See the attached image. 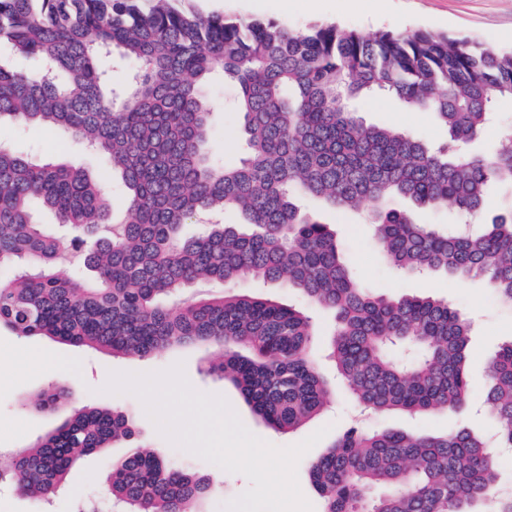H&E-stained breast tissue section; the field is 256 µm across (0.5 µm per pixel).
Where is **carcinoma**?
I'll return each mask as SVG.
<instances>
[{
  "mask_svg": "<svg viewBox=\"0 0 512 512\" xmlns=\"http://www.w3.org/2000/svg\"><path fill=\"white\" fill-rule=\"evenodd\" d=\"M36 63L31 75L0 63V122L60 130L105 155L125 189L121 214L101 180L73 163L44 162L0 146V327L114 356L145 358L207 344L208 373L231 382L251 410L292 431L319 414L331 391L314 357L311 318L270 299L186 289L247 277L283 282L333 316L329 356L358 403L373 413H459L470 392L471 324L431 295H377L347 267L335 235L297 200L367 210L375 242L402 272L485 275L512 305V204L476 233L418 224L415 212H483L512 187V133L498 153L468 152L512 99V52L434 32L364 36L333 24L292 31L273 21H227L170 0H0V51ZM136 63L118 93L101 58ZM236 91L246 153L211 156L207 78ZM396 100L428 112L448 139L430 144L368 124L353 102ZM395 198L410 207L391 206ZM54 213L69 236L39 223ZM226 210L238 224L182 227ZM73 249L85 268L56 266ZM491 443L465 428L442 435L351 429L310 465L323 512H512L494 449L512 448V342L489 365ZM63 387L24 406L52 415ZM135 416L81 405L30 445L9 449L8 479L34 501L53 498L84 456L129 444L105 476V501L124 512H197L210 477L133 445Z\"/></svg>",
  "mask_w": 512,
  "mask_h": 512,
  "instance_id": "obj_1",
  "label": "carcinoma"
}]
</instances>
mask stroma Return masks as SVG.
<instances>
[{"label": "stroma", "instance_id": "obj_1", "mask_svg": "<svg viewBox=\"0 0 512 512\" xmlns=\"http://www.w3.org/2000/svg\"><path fill=\"white\" fill-rule=\"evenodd\" d=\"M221 16L227 19H274L286 27L304 31L315 25L334 24L345 29L368 34L389 31L409 35L417 31L443 33L451 37L471 36L499 51H512V0H224ZM234 92L225 85L222 75H214L209 84L212 138L208 149L216 158L234 163L245 148L241 134V118L231 107ZM359 108L368 123L398 126L426 141L446 139L448 132L433 115L426 112H404L392 108L384 97L360 103ZM15 152L45 160H67L84 168L91 176L105 180L115 209L124 205V190L118 177L113 176L107 158L84 152L78 143L59 131L42 127H24L10 122L0 124V144ZM301 205L316 213L335 233L347 260L350 272L364 287L376 293L430 294L442 298L459 309L471 322L468 375L472 384L469 406L459 415L438 414L412 417L388 412L366 417L333 364L320 359V371L334 396L321 414L293 431H279L266 425L243 402L239 392L223 379L204 370V349L183 348L162 353L157 357L131 359L114 357L88 348H78L47 338H20L8 328L0 327V468H7V452L33 442L51 426L49 417L25 409L21 401L27 394L66 386L74 400L84 404L115 406L137 411L136 441L138 444L184 457L182 449L171 446L156 430L154 423L143 414L141 402L133 395L103 393L109 372H154L183 362L191 385L198 391L224 396L244 425L265 441L287 447L300 443L318 429L325 436L299 461L298 481L303 495L314 512H323V499L309 476V466L331 443L350 427L393 429L408 432L441 434L465 427L482 436H492L496 430L489 416L483 394L488 364L499 346L512 340V308L504 305L483 277L451 279L441 273L425 276L404 274L389 267L378 249L370 225L358 214L337 213L311 197ZM246 292L273 298L307 312L320 334H328L331 314L309 306L296 289L284 283H261L238 279L225 286H212V293L221 291ZM33 350L40 358L24 362L19 353ZM127 451L117 445L107 453L83 457L72 468L67 491L50 503L37 504L19 495L8 483H0V512H74L77 500L100 501L104 494V474L109 458ZM212 482V493L205 507L207 512H223L228 501L245 492L249 480L216 465L206 467Z\"/></svg>", "mask_w": 512, "mask_h": 512}]
</instances>
